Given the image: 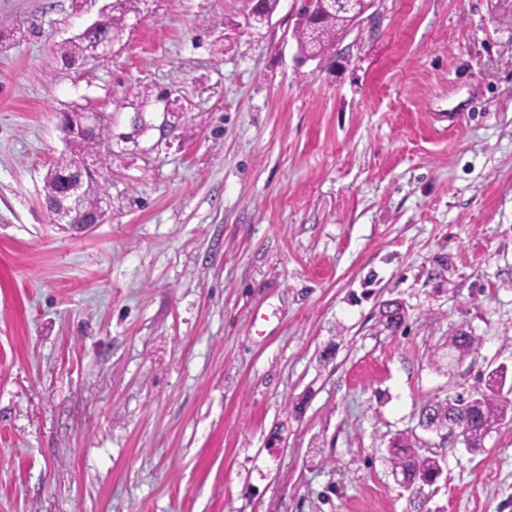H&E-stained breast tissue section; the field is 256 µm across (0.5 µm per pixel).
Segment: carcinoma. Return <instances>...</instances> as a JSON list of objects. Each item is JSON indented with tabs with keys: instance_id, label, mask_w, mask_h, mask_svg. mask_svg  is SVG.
<instances>
[{
	"instance_id": "obj_1",
	"label": "carcinoma",
	"mask_w": 512,
	"mask_h": 512,
	"mask_svg": "<svg viewBox=\"0 0 512 512\" xmlns=\"http://www.w3.org/2000/svg\"><path fill=\"white\" fill-rule=\"evenodd\" d=\"M135 0H116L112 14L100 31H90L58 46L60 58L67 62L83 60L91 48L101 42L119 40L127 27V15ZM494 19L512 27V0H496ZM351 27L349 16L336 10L333 0H309L300 17L296 40L302 56L329 62L335 55L336 42L340 35ZM137 99V118L134 133L142 135L153 128L146 119L149 107L153 105L152 91L143 86L133 93ZM111 134V127L103 124L98 131L88 137H74L66 142L67 151L60 154L51 165L45 179V195L53 199L63 189V181L69 175L73 162L78 157L93 153L99 143ZM101 186L98 179L92 177L84 184V204L95 209L99 204ZM381 322L385 329L396 332L405 322L403 308L395 303L386 304L381 312ZM480 337L465 328H459L448 335L444 346L447 348L448 364L458 363L473 353ZM507 370L492 371L485 378L486 391L476 395H456L445 402H436L423 408L422 419L425 426L433 429H445L453 426L462 431V437L470 448L482 447V442L490 429L502 420L512 401L501 396L506 387ZM392 472L399 474L415 496L413 500L416 512H421L423 500L420 499L422 486L433 485L441 475L439 460L434 456L423 455L417 451L407 437L395 438L389 448Z\"/></svg>"
}]
</instances>
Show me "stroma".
<instances>
[{
	"mask_svg": "<svg viewBox=\"0 0 512 512\" xmlns=\"http://www.w3.org/2000/svg\"><path fill=\"white\" fill-rule=\"evenodd\" d=\"M305 4L137 0L68 65L100 0H0V512H413L398 436L442 466L425 512H512V414L477 452L420 424L512 372V30L377 0L319 71ZM138 85L171 114L133 140ZM76 107L112 119L85 230L44 191ZM116 3L112 8V1L109 3L99 14V16L87 24L84 30L80 33H84L77 38L66 41L58 46L57 53L60 55L62 60L66 62H75L78 60L86 59L91 51V48L97 44L98 47L94 53V57H102L108 55L112 51V44L114 41L119 40L127 27V15L131 8H134L133 2L135 0H115ZM113 1V3L115 2ZM112 12V14H111ZM111 14V15H110ZM108 21L100 31H88L101 26L105 20ZM110 43H107V42ZM103 42V43H101ZM480 342V337L475 336L472 331L459 328L448 335L444 346L447 348L448 367L453 363H459L465 357L473 353Z\"/></svg>",
	"mask_w": 512,
	"mask_h": 512,
	"instance_id": "1",
	"label": "stroma"
}]
</instances>
